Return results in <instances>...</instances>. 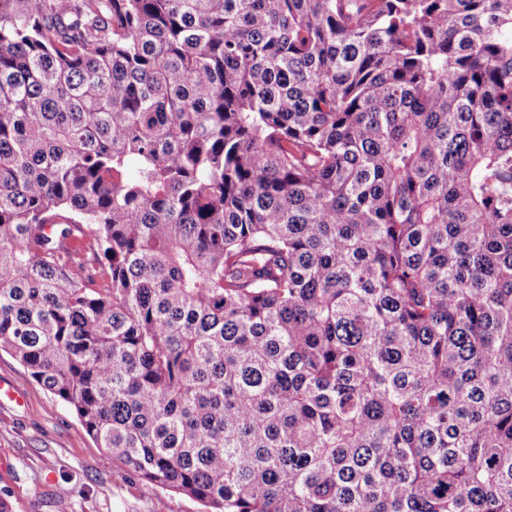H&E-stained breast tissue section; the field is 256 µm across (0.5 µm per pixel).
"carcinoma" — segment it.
Here are the masks:
<instances>
[{
    "mask_svg": "<svg viewBox=\"0 0 512 512\" xmlns=\"http://www.w3.org/2000/svg\"><path fill=\"white\" fill-rule=\"evenodd\" d=\"M0 350L205 512H512V0H0Z\"/></svg>",
    "mask_w": 512,
    "mask_h": 512,
    "instance_id": "cac0c4a2",
    "label": "carcinoma"
}]
</instances>
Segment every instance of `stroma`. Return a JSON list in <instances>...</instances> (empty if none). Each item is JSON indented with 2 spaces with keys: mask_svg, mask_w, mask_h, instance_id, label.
Returning a JSON list of instances; mask_svg holds the SVG:
<instances>
[{
  "mask_svg": "<svg viewBox=\"0 0 512 512\" xmlns=\"http://www.w3.org/2000/svg\"><path fill=\"white\" fill-rule=\"evenodd\" d=\"M0 384V496L12 512H204L187 496L157 489L99 448L76 414L6 352Z\"/></svg>",
  "mask_w": 512,
  "mask_h": 512,
  "instance_id": "1",
  "label": "stroma"
}]
</instances>
